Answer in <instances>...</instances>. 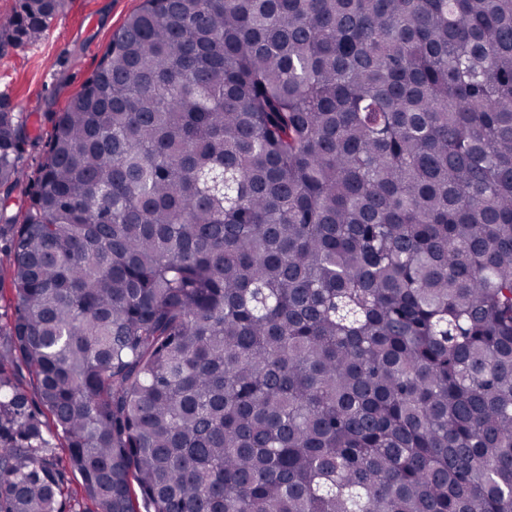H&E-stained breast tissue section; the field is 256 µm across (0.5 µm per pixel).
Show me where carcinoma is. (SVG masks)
Here are the masks:
<instances>
[{
	"instance_id": "carcinoma-1",
	"label": "carcinoma",
	"mask_w": 512,
	"mask_h": 512,
	"mask_svg": "<svg viewBox=\"0 0 512 512\" xmlns=\"http://www.w3.org/2000/svg\"><path fill=\"white\" fill-rule=\"evenodd\" d=\"M30 139L0 512H512V0H143Z\"/></svg>"
}]
</instances>
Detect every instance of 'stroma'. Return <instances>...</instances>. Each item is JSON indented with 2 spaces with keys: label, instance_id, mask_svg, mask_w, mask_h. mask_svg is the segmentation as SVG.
<instances>
[{
  "label": "stroma",
  "instance_id": "35a3bbf8",
  "mask_svg": "<svg viewBox=\"0 0 512 512\" xmlns=\"http://www.w3.org/2000/svg\"><path fill=\"white\" fill-rule=\"evenodd\" d=\"M143 0H66L47 31L35 42L0 47V92L28 118L32 135L22 166L36 177L44 158L51 115L97 68L113 33Z\"/></svg>",
  "mask_w": 512,
  "mask_h": 512
}]
</instances>
